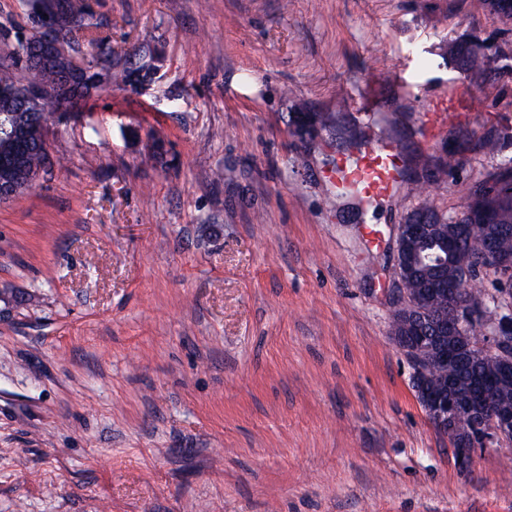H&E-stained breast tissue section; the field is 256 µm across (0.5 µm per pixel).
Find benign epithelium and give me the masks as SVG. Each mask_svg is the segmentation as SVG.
Wrapping results in <instances>:
<instances>
[{"mask_svg":"<svg viewBox=\"0 0 512 512\" xmlns=\"http://www.w3.org/2000/svg\"><path fill=\"white\" fill-rule=\"evenodd\" d=\"M56 32L41 30L35 45L37 62L41 63L53 54ZM12 149L0 152V168H18L23 155L18 149L20 135L8 132ZM422 224H401L396 238L398 282L404 303L400 311L406 319L400 326L391 327L396 346L409 358L412 367V383L419 403L427 412L435 427L448 434L457 454L467 459L474 448H492L512 445V409L495 404L493 391L486 382L478 379L465 391L459 390L454 371L457 353L467 352L497 366L500 386L512 382V291L504 290L501 297L491 298L498 306L499 320L487 328L483 335L473 336L469 325L477 309L486 302L477 303L465 294L464 285L472 274L471 258L459 256L460 272L451 288L446 290L452 316L446 321L424 322L423 300L407 288L405 277L416 260L415 246L427 234ZM483 270L490 273L509 266L501 256L496 241L487 239L482 246ZM434 361L443 367L446 380L440 384L428 381L422 365Z\"/></svg>","mask_w":512,"mask_h":512,"instance_id":"benign-epithelium-1","label":"benign epithelium"}]
</instances>
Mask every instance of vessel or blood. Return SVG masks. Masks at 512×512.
<instances>
[{
    "mask_svg": "<svg viewBox=\"0 0 512 512\" xmlns=\"http://www.w3.org/2000/svg\"><path fill=\"white\" fill-rule=\"evenodd\" d=\"M364 135L357 145L337 155L327 170L337 191L355 196L367 208L398 196L404 185L405 163L400 145L382 136L375 118L388 103L373 96L355 98Z\"/></svg>",
    "mask_w": 512,
    "mask_h": 512,
    "instance_id": "obj_1",
    "label": "vessel or blood"
}]
</instances>
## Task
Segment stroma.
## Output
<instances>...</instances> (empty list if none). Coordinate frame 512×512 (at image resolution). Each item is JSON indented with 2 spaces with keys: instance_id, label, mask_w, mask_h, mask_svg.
Returning a JSON list of instances; mask_svg holds the SVG:
<instances>
[{
  "instance_id": "stroma-1",
  "label": "stroma",
  "mask_w": 512,
  "mask_h": 512,
  "mask_svg": "<svg viewBox=\"0 0 512 512\" xmlns=\"http://www.w3.org/2000/svg\"><path fill=\"white\" fill-rule=\"evenodd\" d=\"M86 3L105 52L163 61L50 126L52 173L0 201V512H512V447L457 458L389 335L419 197L371 242L323 179L339 99L374 91L406 180L459 214L512 158L478 149L512 74L428 128L467 80L448 43L512 32L481 0Z\"/></svg>"
}]
</instances>
